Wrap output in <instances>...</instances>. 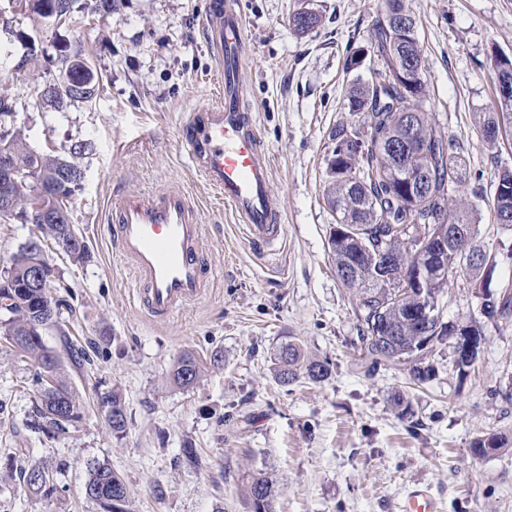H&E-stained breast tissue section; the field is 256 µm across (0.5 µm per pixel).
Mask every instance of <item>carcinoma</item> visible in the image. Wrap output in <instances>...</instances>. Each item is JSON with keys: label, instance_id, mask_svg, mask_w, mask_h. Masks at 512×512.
<instances>
[{"label": "carcinoma", "instance_id": "cac0c4a2", "mask_svg": "<svg viewBox=\"0 0 512 512\" xmlns=\"http://www.w3.org/2000/svg\"><path fill=\"white\" fill-rule=\"evenodd\" d=\"M62 14L71 12V0H33L31 11L45 17V10ZM319 23V16L308 10L295 13L292 25L305 33ZM371 44L381 58V68L374 70L371 80L354 82L346 96V108L363 115L364 127L348 123L336 125L332 132L335 147L328 160L324 199L328 207L343 221L345 234L328 238L331 258L336 272L349 267L354 276L341 283L354 294L353 307L361 327L363 351L368 362L367 371L387 362L409 365V376L416 384L431 379L432 368L424 365L426 355L452 334L454 324L438 317L435 326L422 335L419 318L426 304L418 293L405 287L403 281L412 269L428 237L444 234L448 243L443 253L441 270L435 273L427 294L431 302H438L445 287L464 278L479 290L493 277L496 263L487 254L479 240L480 212L464 195L448 196V187L462 186V158L459 143L453 135L444 136L432 122V113L425 106V80L412 92L402 79L408 58H413L419 76H424V56L419 39L406 35L388 20H380L372 29ZM52 109H61L72 103L86 102L80 93L67 92L46 96ZM405 111L414 112L411 129L400 119ZM411 137L413 145L405 156L397 155L393 146ZM9 149L16 165L27 168L40 164L39 181L24 179L15 184V211L19 217L30 209L31 200L38 192V183L56 181V176L72 162L51 157L32 148L18 135L0 134V147ZM426 174L420 190L410 191V179ZM469 251L482 252V260L464 266L459 257ZM38 256L34 245L20 248L11 259L4 277L18 281ZM59 293L53 298L57 320L67 323L73 319L75 306L69 285L51 284ZM487 315L507 317L512 314V296L485 295ZM0 337L22 357L37 365L54 359L51 379L43 370L35 372L33 382L38 398L33 406L38 429L54 438L69 433L70 427L82 419L83 405L72 387L61 375V361L53 358L42 335L33 331L38 306L31 298L12 294L0 288ZM60 341L68 355L79 365L91 364L93 358L83 346L76 345L63 333ZM223 355L215 350L205 359L187 351L174 361L168 379L179 388H190L201 379L207 365L218 366ZM275 380L281 386H290L301 379L313 383L326 381L331 376L330 363L310 356L298 344L288 343L273 353ZM105 409V421L113 434H124L128 426L125 401L117 390L99 395ZM56 475L44 463L21 467L23 484L35 495H50V487L32 480L33 471ZM243 494L250 512H275L277 490L273 480L251 477L242 483ZM86 495L100 504L103 512H131L123 479L106 463L95 464L86 483Z\"/></svg>", "mask_w": 512, "mask_h": 512}]
</instances>
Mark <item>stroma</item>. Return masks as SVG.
<instances>
[{
  "instance_id": "1",
  "label": "stroma",
  "mask_w": 512,
  "mask_h": 512,
  "mask_svg": "<svg viewBox=\"0 0 512 512\" xmlns=\"http://www.w3.org/2000/svg\"><path fill=\"white\" fill-rule=\"evenodd\" d=\"M208 0H73L68 21L54 27L0 0V96L15 101L6 130L36 150L74 161L83 171L72 222L92 260L72 265L44 243L55 272L75 297L67 326L78 344L101 343L103 358L80 370L56 330L44 343L85 405L65 437L34 425V361L0 339V512H101L88 499L90 468L108 463L126 485L133 512H249L243 480L264 474L277 488L275 512H402L407 493L428 488L436 512H512V451L478 459L479 436L512 435V317H488L475 289L446 288L447 321H481L485 340L474 371L459 376L448 345L426 359L432 377L414 383L405 366L366 372L352 296L329 254L335 214L323 199L331 132L350 121L344 106L355 78L378 64L370 43L386 0H236L251 46L241 60L243 93L272 155L273 203L285 236L260 256L219 194L179 148L186 113L219 100L222 74L204 42ZM321 21L305 35L291 24L303 6ZM423 47L427 105L441 133L456 136L467 165L465 195L480 211L479 238L496 263L493 294H512V227L492 211L495 176L512 168V138L488 147L476 115L498 107L495 56L512 57V0H405ZM43 51L16 64L27 40ZM363 50L356 69L347 57ZM88 58L98 79L90 102L57 112L39 92L61 76L60 55ZM187 191L205 226L204 257L216 272L205 298L164 322L142 312L129 264L116 251L109 216L114 194ZM292 341L328 360L332 376L279 386L270 356ZM223 352L190 389L167 379L183 352ZM119 388L127 431L115 436L97 395ZM413 416L400 419L395 394ZM194 442L202 464L178 458ZM57 471L48 498L27 491L21 463Z\"/></svg>"
}]
</instances>
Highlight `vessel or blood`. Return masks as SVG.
<instances>
[{
	"mask_svg": "<svg viewBox=\"0 0 512 512\" xmlns=\"http://www.w3.org/2000/svg\"><path fill=\"white\" fill-rule=\"evenodd\" d=\"M203 33L221 66L223 94L215 105L186 115L180 149L244 224L249 247L270 253L281 240L283 217L272 204L270 160L257 119L243 102L240 58L250 37L235 0H209ZM112 224L117 250L131 267L137 301L150 316L169 318L205 294L210 275L202 254L204 226L187 193L115 194ZM435 509L422 487L411 490L403 506V512Z\"/></svg>",
	"mask_w": 512,
	"mask_h": 512,
	"instance_id": "vessel-or-blood-1",
	"label": "vessel or blood"
}]
</instances>
